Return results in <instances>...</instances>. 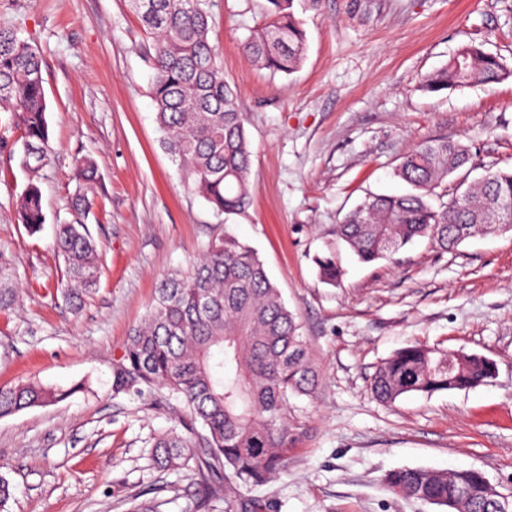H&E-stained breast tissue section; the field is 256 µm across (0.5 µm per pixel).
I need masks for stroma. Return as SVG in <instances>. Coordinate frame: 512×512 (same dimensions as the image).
<instances>
[{
	"label": "stroma",
	"instance_id": "obj_1",
	"mask_svg": "<svg viewBox=\"0 0 512 512\" xmlns=\"http://www.w3.org/2000/svg\"><path fill=\"white\" fill-rule=\"evenodd\" d=\"M266 0H211V35L237 94L252 151L246 210L219 216L191 191L163 145L150 94L152 38L128 0H0V24L43 59L50 159L40 186L46 222L29 234L13 203L27 176L0 155V248L11 252L19 301L0 314V387L34 381L65 400L0 419L8 512H201L194 467L163 470L159 435L178 427L162 389L112 393V363L146 316L157 281L188 271L213 236L253 248L296 315L319 373L294 398L298 437L283 470L244 500L266 512H436L393 492L399 468L474 469L512 499V231L443 250L419 238L365 264L336 226L366 197L404 192L392 172L417 144L453 138L472 165L431 197L512 167V79L421 90L464 43L512 66V0H321L300 11L304 58L292 74L251 62L242 44L265 23ZM97 177L79 182L74 158ZM99 244L98 289L81 310L60 294L65 261L54 225L72 199ZM335 248L339 286L314 258ZM420 343L493 359L495 378L467 390L376 400L370 379L396 350Z\"/></svg>",
	"mask_w": 512,
	"mask_h": 512
}]
</instances>
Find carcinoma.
I'll return each instance as SVG.
<instances>
[{
    "label": "carcinoma",
    "mask_w": 512,
    "mask_h": 512,
    "mask_svg": "<svg viewBox=\"0 0 512 512\" xmlns=\"http://www.w3.org/2000/svg\"><path fill=\"white\" fill-rule=\"evenodd\" d=\"M152 35L151 94L164 145L195 194L218 215L244 211L251 199V148L237 96L224 78L221 53L210 33V0H131ZM295 0H269V20L248 37L243 53L274 73L301 64L306 34ZM43 60L26 40L0 25V103L9 106L14 139L0 137V152L21 154L28 181L18 197L19 223L35 234L46 221L39 179L48 163L50 131ZM512 79V67L480 45L458 48L448 63L425 77L421 89L438 93ZM470 161L459 140L426 141L403 157L395 175L411 186L402 195H374L336 225V236L362 263L388 260L414 239L427 237L448 250L478 234L512 230L501 206L512 204V169L490 172L447 205L428 197ZM77 177L90 182L96 164L74 160ZM91 202L79 194L74 221L56 228L65 259L63 297L74 307L97 284L98 244L84 217ZM322 282L336 286L341 270L333 249L315 258ZM17 288L10 256L0 251V313L13 308ZM454 368L448 369V362ZM495 366L479 353L448 354L423 344L395 351L376 369L374 396L393 405L410 393L467 390L489 378ZM319 373L308 357L301 324L285 304L256 251L226 234L208 241L188 272L163 276L144 322L132 330L118 363L112 393H143L161 386L164 399L182 408L197 442L175 431L158 438L154 459L163 469L194 462L206 490L205 512H252L237 499L242 486H258L279 473L289 447L291 398L313 393ZM36 382L0 387V418L69 397ZM224 481V497L215 485ZM399 494L444 507L456 487L466 489L471 512H496L495 497L477 470L443 472L396 469L385 476Z\"/></svg>",
    "instance_id": "cac0c4a2"
}]
</instances>
